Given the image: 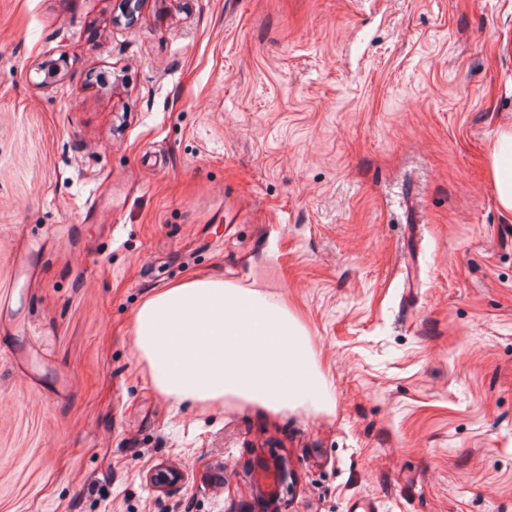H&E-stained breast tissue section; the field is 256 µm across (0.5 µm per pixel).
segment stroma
<instances>
[{"label": "stroma", "instance_id": "1", "mask_svg": "<svg viewBox=\"0 0 512 512\" xmlns=\"http://www.w3.org/2000/svg\"><path fill=\"white\" fill-rule=\"evenodd\" d=\"M507 125L512 0H0V512H261L276 460L280 512H512ZM195 274L333 409L155 391L133 315ZM491 164L496 200L499 207L512 211V129L502 130L491 152ZM285 467L278 462L273 463L272 467L268 466L264 469V477L270 480L268 487L262 488L260 486L259 493H256L258 498L261 499L267 506V512H276V503L279 501V488L286 477Z\"/></svg>", "mask_w": 512, "mask_h": 512}]
</instances>
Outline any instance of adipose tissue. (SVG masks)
Returning a JSON list of instances; mask_svg holds the SVG:
<instances>
[{
    "instance_id": "obj_1",
    "label": "adipose tissue",
    "mask_w": 512,
    "mask_h": 512,
    "mask_svg": "<svg viewBox=\"0 0 512 512\" xmlns=\"http://www.w3.org/2000/svg\"><path fill=\"white\" fill-rule=\"evenodd\" d=\"M491 164L497 203L511 212V128L496 138ZM133 335L150 383L175 401H248L273 410L331 404L305 327L257 290L188 277L142 303Z\"/></svg>"
}]
</instances>
